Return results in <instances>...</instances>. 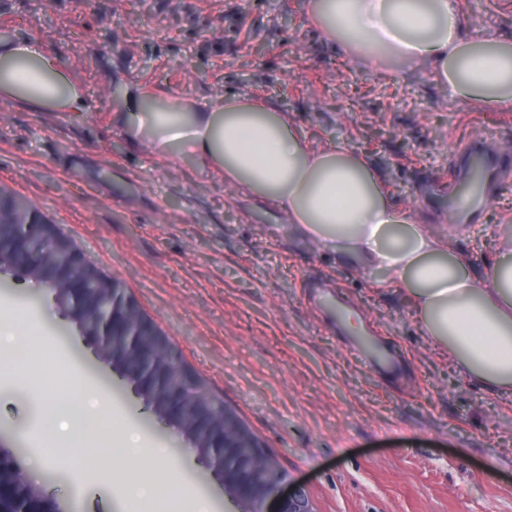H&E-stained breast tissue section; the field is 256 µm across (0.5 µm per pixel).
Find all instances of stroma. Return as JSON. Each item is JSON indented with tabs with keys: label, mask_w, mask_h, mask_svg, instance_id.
<instances>
[{
	"label": "stroma",
	"mask_w": 512,
	"mask_h": 512,
	"mask_svg": "<svg viewBox=\"0 0 512 512\" xmlns=\"http://www.w3.org/2000/svg\"><path fill=\"white\" fill-rule=\"evenodd\" d=\"M468 34L512 37V0H458ZM37 39L82 84L91 111L0 108V189L33 202L119 281L273 456L316 512H512V396L481 388L424 342L410 301L380 273L337 261L270 207L189 159L130 147L119 88L214 104L249 93L288 112L316 146L363 154L394 205L441 234L480 272L512 225V181L472 224L444 209L449 171L469 141L512 155V108L452 100L424 71L347 59L306 0H0V33ZM328 283L352 310L334 332L309 301ZM43 289L9 280L0 303L22 314L50 365L0 376V448L23 470L50 441L35 380L73 371L112 402L140 442L166 446L174 489L242 505L188 440L160 421L89 340L64 334ZM377 327L398 374L354 359L345 339ZM61 447L32 480L62 512H143L121 484Z\"/></svg>",
	"instance_id": "stroma-1"
}]
</instances>
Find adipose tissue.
Instances as JSON below:
<instances>
[{
    "mask_svg": "<svg viewBox=\"0 0 512 512\" xmlns=\"http://www.w3.org/2000/svg\"><path fill=\"white\" fill-rule=\"evenodd\" d=\"M311 20L347 58L386 68L409 64L429 73L453 98L486 107L512 105V38L486 32L465 37L458 0H308ZM120 123L128 140L153 155H179L225 186L274 204L298 232L338 260L381 271L412 302L424 341L448 353L482 388L512 390V225L496 227L500 255L482 274L469 272L442 236L393 205L361 154L340 144L313 146L287 112L247 95L200 105L184 94L155 100L125 88ZM0 97L46 112L88 111L82 85L36 39L0 41ZM44 419L61 431L44 452L95 442L102 465L124 428L108 399L92 391L66 404L60 383L43 381ZM165 448L141 449L124 493L147 512H212L204 499L171 495Z\"/></svg>",
    "mask_w": 512,
    "mask_h": 512,
    "instance_id": "ef3b65f1",
    "label": "adipose tissue"
}]
</instances>
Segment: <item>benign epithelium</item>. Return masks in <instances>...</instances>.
Masks as SVG:
<instances>
[{
	"label": "benign epithelium",
	"instance_id": "1",
	"mask_svg": "<svg viewBox=\"0 0 512 512\" xmlns=\"http://www.w3.org/2000/svg\"><path fill=\"white\" fill-rule=\"evenodd\" d=\"M30 220L26 234L11 241L0 239V254L18 260L29 272V277L40 278L48 274L54 292L52 298L63 296L71 299L61 308V315L78 327L84 326L90 313L97 312V322L90 340L97 354L117 365L128 380H133L137 394L150 405V409L171 424L185 437L193 432H204L211 436L210 447L220 449L212 455L201 448L198 453L209 463L224 489L247 506V512H316L313 503L302 489L284 491L285 477L282 472L268 467L269 454L262 445L252 442L250 456L241 455L240 442L249 437L245 426L231 412L224 413L218 421L202 414L196 421L194 431L184 427L186 397L176 389L158 393L157 377L148 371L151 359L164 357L179 362V355L168 338L141 310L119 282L112 303V310L102 312L97 305L83 302L92 288V279L97 270L88 263L82 252L62 236L35 207H29ZM43 240L68 255L67 264L55 266L45 254L36 248L35 242ZM157 337L154 347L148 352L135 346L136 337ZM6 458L0 454V512H59L56 503L46 498L37 486L25 477L4 479Z\"/></svg>",
	"mask_w": 512,
	"mask_h": 512
}]
</instances>
